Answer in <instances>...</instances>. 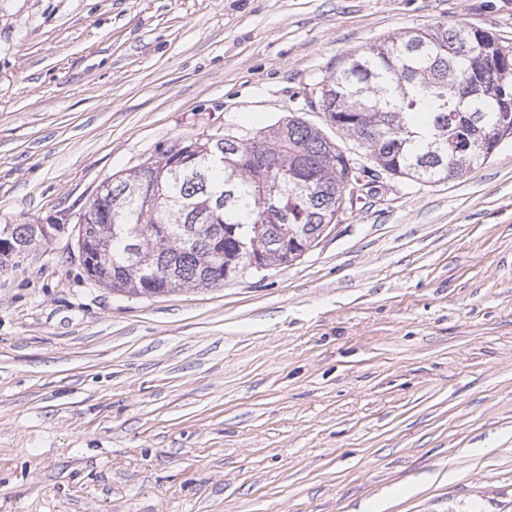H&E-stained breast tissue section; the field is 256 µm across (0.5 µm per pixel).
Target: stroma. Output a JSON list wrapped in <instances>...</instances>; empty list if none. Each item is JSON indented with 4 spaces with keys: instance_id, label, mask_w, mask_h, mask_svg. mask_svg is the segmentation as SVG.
<instances>
[{
    "instance_id": "35a3bbf8",
    "label": "stroma",
    "mask_w": 512,
    "mask_h": 512,
    "mask_svg": "<svg viewBox=\"0 0 512 512\" xmlns=\"http://www.w3.org/2000/svg\"><path fill=\"white\" fill-rule=\"evenodd\" d=\"M512 0H0V512H512V141L463 177L381 174L295 264L221 288L101 287L97 187L316 102L346 53ZM1 237L10 238L18 248V252L14 254L13 261L10 263L7 257L3 258L0 263V271L7 270V268L15 264V259L20 257L22 254L25 255L32 245L36 244V241L47 240L40 234V230L37 224H6L0 227V239Z\"/></svg>"
}]
</instances>
